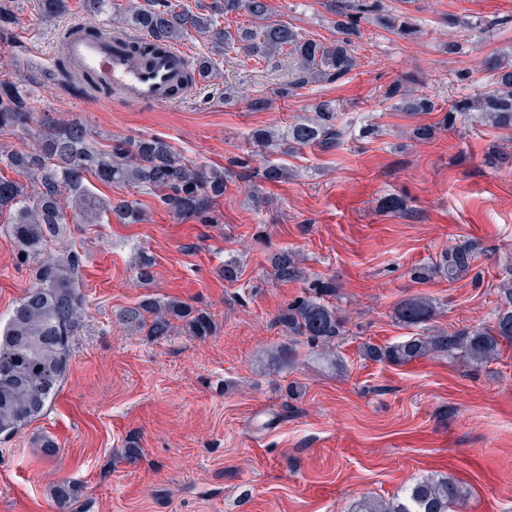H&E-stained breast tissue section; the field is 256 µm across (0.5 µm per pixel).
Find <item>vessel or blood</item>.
Here are the masks:
<instances>
[{
	"instance_id": "obj_1",
	"label": "vessel or blood",
	"mask_w": 512,
	"mask_h": 512,
	"mask_svg": "<svg viewBox=\"0 0 512 512\" xmlns=\"http://www.w3.org/2000/svg\"><path fill=\"white\" fill-rule=\"evenodd\" d=\"M62 50L79 69L92 73L99 83L132 105L175 102L174 90L187 60L184 50L173 47L144 66L111 37L90 36L79 30L65 40Z\"/></svg>"
}]
</instances>
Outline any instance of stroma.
I'll list each match as a JSON object with an SVG mask.
<instances>
[{"mask_svg": "<svg viewBox=\"0 0 512 512\" xmlns=\"http://www.w3.org/2000/svg\"><path fill=\"white\" fill-rule=\"evenodd\" d=\"M409 17L404 39L372 24L354 45L357 64L342 79L275 96L287 66L241 55L219 60L214 77L175 103L135 106L118 97H77L30 69L51 55L58 34L101 24L86 0L43 21L34 0H17L14 38L0 48V79L23 83L39 111L83 120L102 146L157 136L186 161L226 165L246 154L257 127L284 129L319 100L336 104L344 142L273 158L291 172L262 180V159L233 176L217 204V224L174 220L155 195L91 181L109 198L137 200L140 224H68L56 250L82 256V325L63 387L45 412L0 439V512H61L60 481L79 488L76 512H351L362 497L391 499L415 479L441 473L466 494L465 512H512V347L472 365L431 355L404 366L361 357L362 343L390 345L416 330L396 304L436 299L435 328L492 323L501 266L512 260V133L472 121L413 139L440 113L410 116L382 94L418 77L445 102L490 83L494 52L512 55V0H384ZM274 19L325 43L339 38L333 0H267ZM458 18L459 27L448 25ZM464 43L448 54V42ZM269 99L262 110L256 98ZM379 135L363 137L364 126ZM266 202L255 207L252 190ZM404 198L408 211L383 207ZM0 215V324L33 284ZM478 241V280L413 279L464 241ZM157 259L148 288L132 263L139 249ZM298 253L308 274L334 280L347 334L339 366L301 354L277 357L285 341L275 317L299 284L269 280L267 257ZM238 274L224 279L225 259ZM178 297L207 309L216 335L182 330L153 339L116 318L144 294ZM56 452L42 453L43 440Z\"/></svg>", "mask_w": 512, "mask_h": 512, "instance_id": "obj_1", "label": "stroma"}]
</instances>
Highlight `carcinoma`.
I'll return each mask as SVG.
<instances>
[{
  "mask_svg": "<svg viewBox=\"0 0 512 512\" xmlns=\"http://www.w3.org/2000/svg\"><path fill=\"white\" fill-rule=\"evenodd\" d=\"M16 0H0V45L12 39ZM44 19L66 13V0H38ZM244 13L251 24L232 34L219 26L218 18ZM335 22L342 38L327 45L305 35L294 26L270 17L266 0H210L193 11L172 0H139L125 8L113 33H137L152 39L140 46L130 39L123 46L148 61L167 45L184 41L191 33L210 37L215 53H242L259 60L282 56L295 66V85L325 80L336 81L353 70L355 40L362 37L360 25L370 21L395 31L404 38L417 33L413 24L385 9L383 0H350ZM492 81L471 96L448 102L443 109L428 95L412 89L414 81L398 79L386 86L383 97L409 115L442 111L439 125L450 130L462 117L512 130V63L496 55L485 60ZM214 70L208 57L193 59L184 72V87L206 79ZM51 79L78 95L104 92L93 76L77 73L71 61L60 57ZM19 130L36 142L30 150L0 153V162L18 175L0 178V212L11 214L7 231L20 256L33 261L34 285L16 304L10 319L0 329V436L16 434L39 417L60 390L69 370L73 345L78 336L85 296L78 285L81 255L68 251L53 256L51 241L66 224H99L115 214L125 224L143 221L134 200H105L96 194L85 176L106 185H127L153 193L172 217H190L201 224H217L215 205L224 196L235 169H247L259 151L286 146L290 149L316 146L332 151L340 146L343 128L336 123V107L330 101L313 106L280 132L259 127L248 136L254 150L229 161L227 167L186 163L158 137L118 142L109 149L97 146L92 130L83 122L51 123L35 118L34 99L17 84L0 81V132ZM287 167L268 162L262 179L277 183L288 179ZM477 258L473 245L463 243L441 254L438 263L416 269V273L457 282L473 270ZM270 275L279 282H300L302 291L279 311L276 324L287 342L279 354L287 361L299 355L300 346L311 353L334 356L345 336L339 314L336 283L311 278L295 252L275 251L267 258ZM154 256L142 249L133 267L136 281L147 286L154 280ZM500 306L489 326L473 325L448 332L434 329L437 303L425 295L401 300L394 309L396 319L423 330L397 343L360 346L363 358L404 366L429 354L452 356L458 352L471 363L482 365L500 355L503 342L512 341V263L505 266L499 285ZM125 324L161 339L181 324L189 336L205 338L216 332V323L206 309L177 297L143 296L134 306L120 312ZM58 504H72L78 497L76 485L64 480L52 492ZM464 497L460 485L446 475L424 476L404 487L390 500L359 499L352 512H459Z\"/></svg>",
  "mask_w": 512,
  "mask_h": 512,
  "instance_id": "carcinoma-1",
  "label": "carcinoma"
}]
</instances>
